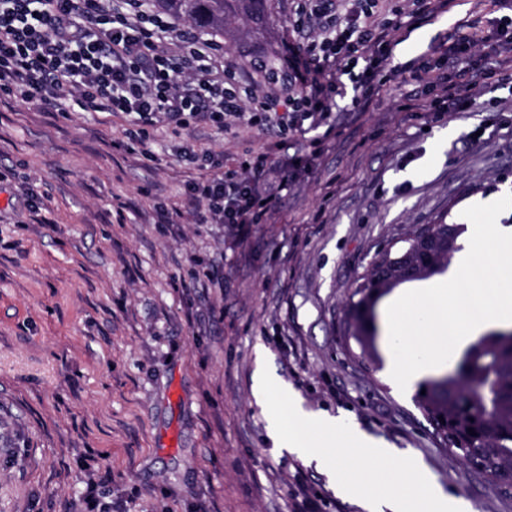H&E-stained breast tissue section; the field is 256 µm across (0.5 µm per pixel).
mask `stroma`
Returning <instances> with one entry per match:
<instances>
[{
    "mask_svg": "<svg viewBox=\"0 0 512 512\" xmlns=\"http://www.w3.org/2000/svg\"><path fill=\"white\" fill-rule=\"evenodd\" d=\"M290 4L269 0L257 40L216 37L225 58L285 57ZM504 15L512 0H451L403 28L393 61ZM410 89L389 82L310 136L162 124L143 147L119 115L0 100V512H83L91 490L97 512H295L298 474L321 512H363L324 468L273 448L252 391L260 365L304 413L420 461L472 512H512V487L442 448L391 376L388 305L449 273L377 303L381 364L344 340L349 294L382 246L464 223L476 200L512 189V87L405 122L396 107ZM186 146L228 164L261 147L315 159L264 223L236 228L195 223Z\"/></svg>",
    "mask_w": 512,
    "mask_h": 512,
    "instance_id": "35a3bbf8",
    "label": "stroma"
}]
</instances>
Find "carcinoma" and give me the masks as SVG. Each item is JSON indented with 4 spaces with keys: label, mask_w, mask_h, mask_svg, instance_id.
Returning a JSON list of instances; mask_svg holds the SVG:
<instances>
[{
    "label": "carcinoma",
    "mask_w": 512,
    "mask_h": 512,
    "mask_svg": "<svg viewBox=\"0 0 512 512\" xmlns=\"http://www.w3.org/2000/svg\"><path fill=\"white\" fill-rule=\"evenodd\" d=\"M164 13L177 15L205 34L220 35L231 41L239 30V20L253 23L246 35L258 37L266 29L267 0H154ZM438 248L434 250L429 277L448 270L457 245H448L464 233V225L437 223ZM419 228L405 233L403 246L387 253L378 252L358 278L348 302L347 339L360 349L359 357L378 358L377 329H368L361 318L373 293L390 291L399 279L409 282L407 271L419 254L415 243ZM425 394L417 395L418 407L430 422L440 444L457 459L478 470L485 478L512 487V334L488 333L464 352L460 365L419 385ZM477 424L476 438L463 432Z\"/></svg>",
    "instance_id": "obj_1"
}]
</instances>
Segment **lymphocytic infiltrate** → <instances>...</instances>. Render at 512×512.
<instances>
[{
  "mask_svg": "<svg viewBox=\"0 0 512 512\" xmlns=\"http://www.w3.org/2000/svg\"><path fill=\"white\" fill-rule=\"evenodd\" d=\"M290 54L277 77L264 65L239 68L207 34L184 29L149 0H0V94L67 112H110L128 118L125 136L145 144L160 123L227 130L238 120L280 136L328 125L337 100L362 110L393 79L409 76L416 90L402 112H468L494 84L512 85V63L485 80L487 51L512 53V16L480 37L448 36L444 65L407 71L392 52L404 19L426 22L447 0H294ZM444 93L431 97L434 87ZM180 160L202 175L187 185L200 224L262 223L266 212L312 156L299 160L249 152L232 169L210 153L182 148Z\"/></svg>",
  "mask_w": 512,
  "mask_h": 512,
  "instance_id": "f902f5d3",
  "label": "lymphocytic infiltrate"
}]
</instances>
